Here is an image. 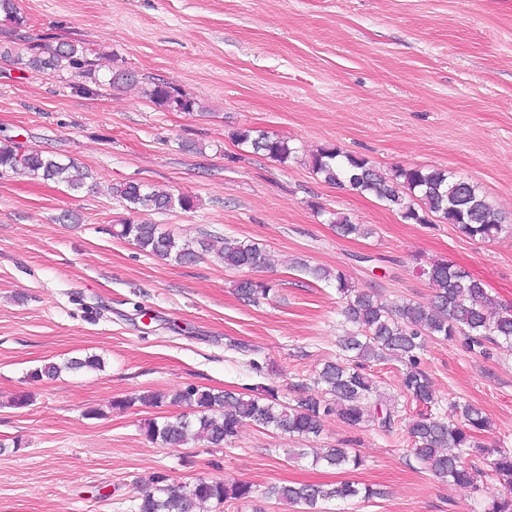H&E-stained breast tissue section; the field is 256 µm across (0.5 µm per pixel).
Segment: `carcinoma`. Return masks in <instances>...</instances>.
<instances>
[{
  "label": "carcinoma",
  "instance_id": "1",
  "mask_svg": "<svg viewBox=\"0 0 512 512\" xmlns=\"http://www.w3.org/2000/svg\"><path fill=\"white\" fill-rule=\"evenodd\" d=\"M84 63L83 48L71 43L53 48L40 44L33 47L29 59L37 71H59ZM149 97L161 104L173 103L183 112H192L197 106L194 98L165 82L154 84ZM235 139L282 162L295 153L287 139L256 134L248 128L237 131ZM310 166L325 182L372 195L414 224L427 223L433 214L469 238L491 239L505 230L502 218L477 186L461 182L446 170L401 167L387 175L369 159L335 145L313 154ZM0 169L63 183L75 192L86 186L87 174L75 162L62 163L42 151L24 150L12 140L0 141ZM112 195L133 210L163 211L175 202L184 210L196 207V200L189 195L176 198L166 189L147 188L136 181L113 186ZM328 223L336 225L344 237L371 234V229L351 223L338 212L331 214ZM112 236L133 243L151 256L180 264L199 257L192 243L151 222L124 221L114 225ZM198 245L215 254L229 269L255 270L267 263L266 254L254 243L209 237ZM299 267L315 279L335 282L343 300L338 319L343 330L337 341L339 353L317 371L311 392L284 402L275 385L262 386L248 395L188 385L171 394L153 392L137 398H118L112 401V407L124 409L138 401L154 407H185L186 411L175 417L150 420L144 425L146 437L166 448L180 447L190 438L222 448L248 422L306 440L320 436L322 419L331 414L351 427L368 424L381 432H390L402 422L411 455L443 483L460 490L474 487L483 472L467 466L465 460L475 454L488 458L491 475L507 488L508 494L487 503L483 512H512V450L488 448L476 441L478 433L490 428V421L468 402H455L443 411H433L439 400L421 367L428 338L447 342L462 336L471 351L482 353L488 343L511 351L512 306L498 304L482 280L443 259L423 269L435 286L434 301L429 306L383 301L372 292L351 286L339 270L332 272L305 263ZM236 290L241 299L255 302L267 298L271 287L264 281L243 279L236 284ZM386 361H396L404 367L400 388L408 400L420 407L403 420L396 407L376 399L377 387L367 372L368 364ZM101 367V359L90 355L62 365L49 363L31 371L30 377L40 380L54 378L66 369ZM288 457H310L315 465L324 462L344 472L362 466L354 448H290ZM259 494L293 506L297 512H327L326 505L333 501H366L381 495V491L342 480L335 484L272 486L261 493L253 484L241 480L199 477L190 484H176L160 474L155 477L153 488L139 492L135 512H201L206 505L220 508Z\"/></svg>",
  "mask_w": 512,
  "mask_h": 512
}]
</instances>
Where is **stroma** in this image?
Segmentation results:
<instances>
[{"instance_id": "obj_1", "label": "stroma", "mask_w": 512, "mask_h": 512, "mask_svg": "<svg viewBox=\"0 0 512 512\" xmlns=\"http://www.w3.org/2000/svg\"><path fill=\"white\" fill-rule=\"evenodd\" d=\"M0 11V140L74 160L65 184L0 172V512H134L156 475L224 476L264 488L344 479L382 497L344 512H477L506 489L485 478L460 491L385 434L323 420L317 448L355 441L363 465L344 474L288 458L301 440L244 424L233 442L164 448L143 431L176 406L113 408L114 399L187 385L242 393L278 386L293 400L336 355L340 297L298 259L342 271L384 300L430 305L422 270L445 259L512 306V0H13ZM73 42L94 74L40 73L30 46ZM196 99L193 112L149 98L154 83ZM250 127L287 138L279 162L234 141ZM336 145L382 172L448 170L477 186L505 225L496 238L403 220L369 194L327 184L310 166ZM137 181L187 194L195 209L128 211L112 185ZM76 223L61 222L64 212ZM365 224L339 236L326 212ZM164 225L184 240L229 236L270 260L253 304L244 271L206 255L162 260L112 237L113 224ZM98 355V370L32 380L46 363ZM422 363L442 403L469 401L491 422L485 444L512 448V352L483 355L427 340ZM381 400L402 414V367L371 368ZM28 405L13 406L16 395ZM237 294L248 302H256L260 298L266 299L272 288L267 282L243 279L236 284Z\"/></svg>"}]
</instances>
